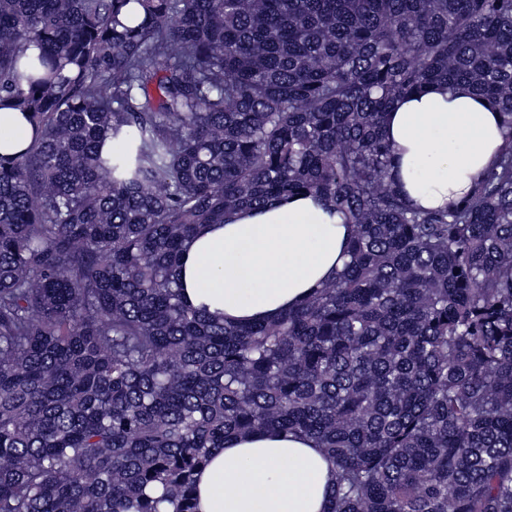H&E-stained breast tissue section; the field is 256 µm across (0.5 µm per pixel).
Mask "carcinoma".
Masks as SVG:
<instances>
[{
	"label": "carcinoma",
	"instance_id": "cac0c4a2",
	"mask_svg": "<svg viewBox=\"0 0 512 512\" xmlns=\"http://www.w3.org/2000/svg\"><path fill=\"white\" fill-rule=\"evenodd\" d=\"M469 85L505 138L422 210L382 131ZM0 512H195L229 436L305 434L327 512H512V0H0ZM352 226L278 319L187 305L204 224L295 195ZM32 140V127L22 112L0 109V155L12 156Z\"/></svg>",
	"mask_w": 512,
	"mask_h": 512
}]
</instances>
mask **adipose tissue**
<instances>
[{
    "label": "adipose tissue",
    "mask_w": 512,
    "mask_h": 512,
    "mask_svg": "<svg viewBox=\"0 0 512 512\" xmlns=\"http://www.w3.org/2000/svg\"><path fill=\"white\" fill-rule=\"evenodd\" d=\"M383 132L407 197L434 210L461 201L483 176L504 127L500 112L468 86L434 84L396 101ZM31 140L25 115L0 109V155ZM350 233L312 195L241 210L228 223L200 227L187 243L180 261L184 295L228 321L271 320L335 276ZM335 480V467L310 438L277 430L237 436L197 474V512H326Z\"/></svg>",
    "instance_id": "1"
}]
</instances>
